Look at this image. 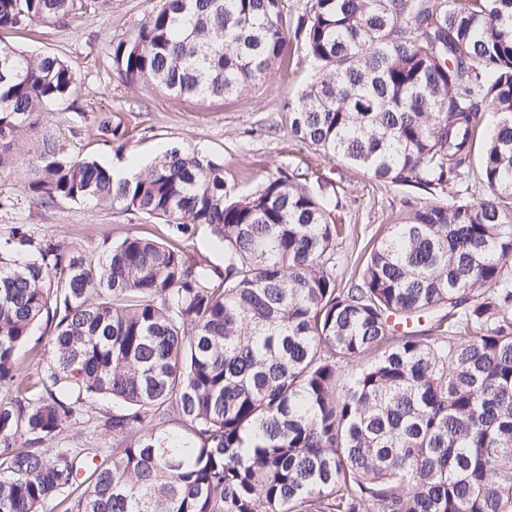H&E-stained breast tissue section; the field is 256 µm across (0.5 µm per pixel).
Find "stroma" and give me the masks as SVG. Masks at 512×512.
<instances>
[{"mask_svg":"<svg viewBox=\"0 0 512 512\" xmlns=\"http://www.w3.org/2000/svg\"><path fill=\"white\" fill-rule=\"evenodd\" d=\"M86 2L63 23L0 30V46L59 56L78 77L76 94L43 110L38 124L9 150L12 163L0 170V197L8 201L0 207V242L16 224L29 225L36 238L61 240L93 255L103 240L116 242L130 232L167 237L165 224L135 212L70 201L50 206L34 202L24 189L28 163L47 136L69 155L93 158L107 168L129 161L150 163L164 148L200 147L223 163L226 182L240 194L261 188L277 168L297 172L303 184L335 205L345 226L333 269L342 282L357 277L364 252L396 216L435 202L476 200L485 193L477 151L461 180L430 194L376 181L298 141L283 103L300 93L313 68L297 50L288 74H274L250 93L225 100H184L151 85H128L113 67L112 44L131 37L161 0ZM103 112L128 129L123 150L98 136L95 119Z\"/></svg>","mask_w":512,"mask_h":512,"instance_id":"obj_1","label":"stroma"}]
</instances>
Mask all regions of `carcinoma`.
Returning <instances> with one entry per match:
<instances>
[{"label": "carcinoma", "instance_id": "cac0c4a2", "mask_svg": "<svg viewBox=\"0 0 512 512\" xmlns=\"http://www.w3.org/2000/svg\"><path fill=\"white\" fill-rule=\"evenodd\" d=\"M75 10L0 0V29ZM289 12L162 0L112 63L203 102L288 66L295 36L316 65L284 105L298 141L432 191L458 178L489 113L488 195L399 215L342 286L334 207L293 171L235 196L199 150L115 181L44 141L34 201L141 213L172 243L128 234L94 256L17 224L0 245V512H512V0H310L294 25ZM77 85L59 57L0 46L1 168ZM97 131L125 147L110 116ZM201 229L224 268L178 245ZM42 317L44 365L25 375L17 351ZM70 424L119 451L69 447Z\"/></svg>", "mask_w": 512, "mask_h": 512}]
</instances>
